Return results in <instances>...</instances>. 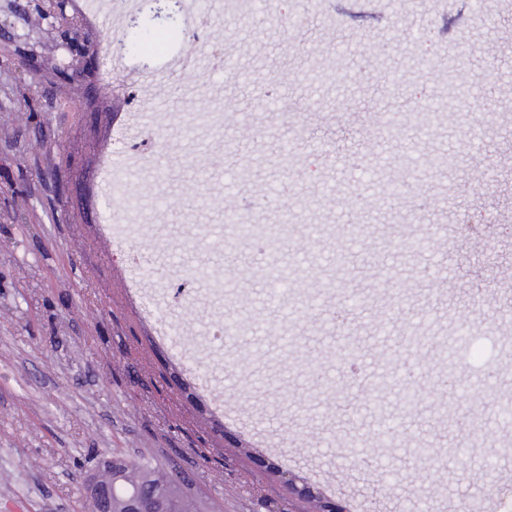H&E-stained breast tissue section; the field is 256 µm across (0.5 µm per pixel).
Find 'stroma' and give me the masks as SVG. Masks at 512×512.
<instances>
[{
  "label": "stroma",
  "mask_w": 512,
  "mask_h": 512,
  "mask_svg": "<svg viewBox=\"0 0 512 512\" xmlns=\"http://www.w3.org/2000/svg\"><path fill=\"white\" fill-rule=\"evenodd\" d=\"M373 9L361 26L336 0H224L208 28L233 69L202 48L132 129L127 90L91 75L26 107L15 67L54 49L28 0H0V512H88L84 480L110 453L180 475L199 512H512V0ZM452 69L465 114L416 120L454 97ZM394 101L413 118L379 134ZM133 143L150 150L101 194L103 154ZM414 153L449 164L412 169ZM116 199L131 209L109 226ZM231 210L287 233L252 248ZM272 265L317 296L268 302ZM231 311L262 350L217 336ZM347 336L353 361L336 354ZM375 370L416 393L412 412L389 390L362 401Z\"/></svg>",
  "instance_id": "obj_1"
}]
</instances>
